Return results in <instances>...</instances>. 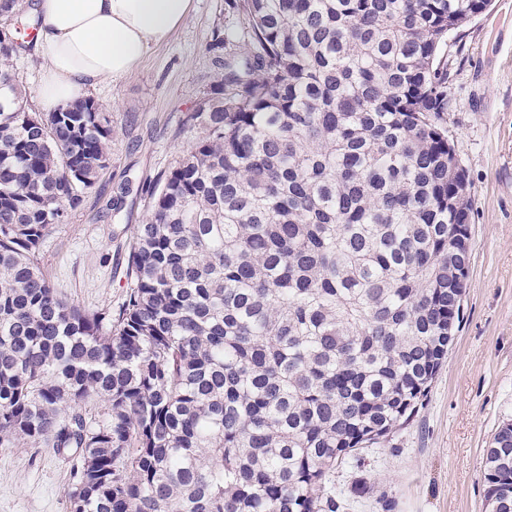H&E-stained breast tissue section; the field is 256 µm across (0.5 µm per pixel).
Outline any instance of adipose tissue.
<instances>
[{"instance_id":"1","label":"adipose tissue","mask_w":512,"mask_h":512,"mask_svg":"<svg viewBox=\"0 0 512 512\" xmlns=\"http://www.w3.org/2000/svg\"><path fill=\"white\" fill-rule=\"evenodd\" d=\"M192 0H35L44 111L134 72L188 18Z\"/></svg>"}]
</instances>
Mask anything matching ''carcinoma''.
<instances>
[{
  "instance_id": "1",
  "label": "carcinoma",
  "mask_w": 512,
  "mask_h": 512,
  "mask_svg": "<svg viewBox=\"0 0 512 512\" xmlns=\"http://www.w3.org/2000/svg\"><path fill=\"white\" fill-rule=\"evenodd\" d=\"M235 6L249 45L148 186L114 320L40 267L111 128L90 98L26 109L41 21L0 0V447L75 458L70 512H339L336 462L415 415L454 343L472 197L441 53L490 0ZM483 479L512 512V422Z\"/></svg>"
}]
</instances>
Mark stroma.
I'll use <instances>...</instances> for the list:
<instances>
[{"label": "stroma", "instance_id": "35a3bbf8", "mask_svg": "<svg viewBox=\"0 0 512 512\" xmlns=\"http://www.w3.org/2000/svg\"><path fill=\"white\" fill-rule=\"evenodd\" d=\"M248 43L230 0H193L186 22L130 75L88 89L110 120V160L81 205L53 225L41 263L62 299L119 313L130 287L134 231L149 180L200 137L187 117ZM443 124L471 184L470 273L448 357L410 423L339 463L340 512H489L484 453L512 422V0L452 34ZM15 65L29 111L43 72L33 45ZM71 463L50 448L0 447V512H67Z\"/></svg>", "mask_w": 512, "mask_h": 512}]
</instances>
